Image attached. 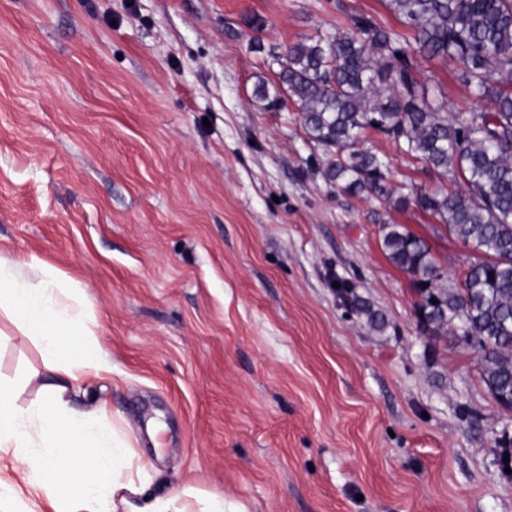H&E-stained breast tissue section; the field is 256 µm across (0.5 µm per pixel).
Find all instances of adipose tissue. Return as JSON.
I'll return each instance as SVG.
<instances>
[{"label":"adipose tissue","mask_w":512,"mask_h":512,"mask_svg":"<svg viewBox=\"0 0 512 512\" xmlns=\"http://www.w3.org/2000/svg\"><path fill=\"white\" fill-rule=\"evenodd\" d=\"M52 273L33 280L0 259V314L33 341L42 358L64 365L62 377L45 386L47 405L24 413L15 406L18 387L0 381V449L11 451L25 481L52 512H184L179 494L152 490L144 467L129 468L110 455H84L81 445L95 431L83 413L68 409L65 395L78 375L105 371V352L85 322L81 307L59 302ZM80 333L71 345L68 330ZM94 480L74 489L76 475Z\"/></svg>","instance_id":"adipose-tissue-1"}]
</instances>
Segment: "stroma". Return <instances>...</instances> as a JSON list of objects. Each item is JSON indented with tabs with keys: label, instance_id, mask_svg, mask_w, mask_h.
I'll use <instances>...</instances> for the list:
<instances>
[{
	"label": "stroma",
	"instance_id": "stroma-1",
	"mask_svg": "<svg viewBox=\"0 0 512 512\" xmlns=\"http://www.w3.org/2000/svg\"><path fill=\"white\" fill-rule=\"evenodd\" d=\"M362 14L402 28L382 0H0V257L88 307L109 369L67 400L104 403L110 434L87 452L145 463L153 488L224 512H512V411L473 348L419 327L382 228L425 237L451 287L477 253L329 183L297 105L270 102L288 45ZM421 67L447 113L478 107L456 64ZM363 146L394 186H436L387 135ZM49 375L0 316L20 409ZM0 481L13 512H49L11 453Z\"/></svg>",
	"mask_w": 512,
	"mask_h": 512
}]
</instances>
